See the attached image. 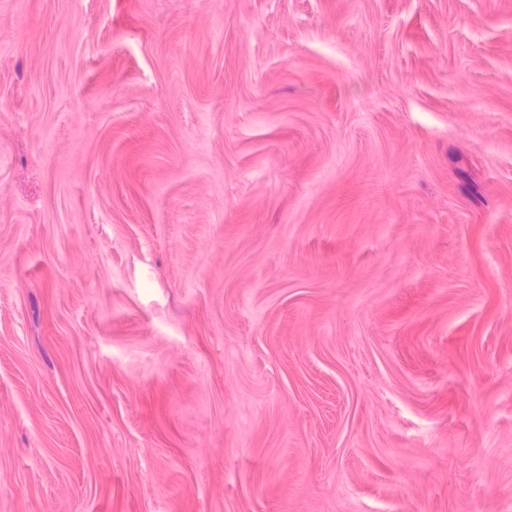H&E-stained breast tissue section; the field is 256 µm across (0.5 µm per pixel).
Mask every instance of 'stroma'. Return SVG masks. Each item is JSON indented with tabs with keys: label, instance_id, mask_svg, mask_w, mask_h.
I'll list each match as a JSON object with an SVG mask.
<instances>
[{
	"label": "stroma",
	"instance_id": "35a3bbf8",
	"mask_svg": "<svg viewBox=\"0 0 512 512\" xmlns=\"http://www.w3.org/2000/svg\"><path fill=\"white\" fill-rule=\"evenodd\" d=\"M0 512H512V0H0Z\"/></svg>",
	"mask_w": 512,
	"mask_h": 512
}]
</instances>
